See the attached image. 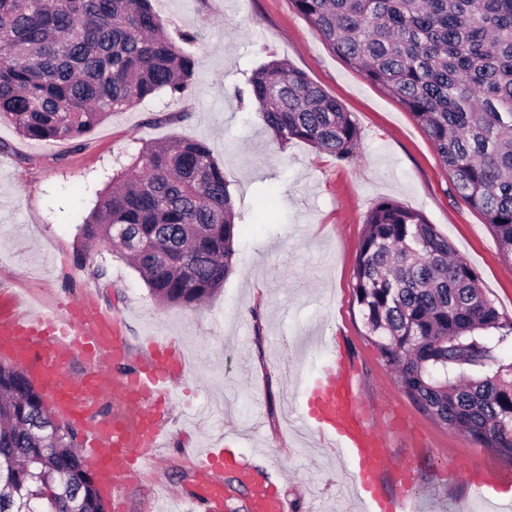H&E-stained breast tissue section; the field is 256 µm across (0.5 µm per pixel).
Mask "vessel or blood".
<instances>
[{"mask_svg": "<svg viewBox=\"0 0 512 512\" xmlns=\"http://www.w3.org/2000/svg\"><path fill=\"white\" fill-rule=\"evenodd\" d=\"M126 345L110 316L81 300L68 308L42 309L28 315L8 306L0 311V356L22 369L83 439L82 462L92 468L103 489L119 490L149 461L167 434L165 410L180 366L176 347L164 336L148 341V354L123 366ZM308 415L315 431L344 458L355 463L367 496L368 512H402L408 478L387 485L384 438L376 430L364 399L354 360L345 349L332 350L328 361L307 382ZM236 473L247 487L252 512H289L286 498L256 478L251 464L231 449L208 453L195 467L194 500L208 512H222L224 484L220 468ZM468 480L487 495L504 476L476 469Z\"/></svg>", "mask_w": 512, "mask_h": 512, "instance_id": "vessel-or-blood-1", "label": "vessel or blood"}]
</instances>
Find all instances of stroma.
<instances>
[{
	"instance_id": "stroma-1",
	"label": "stroma",
	"mask_w": 512,
	"mask_h": 512,
	"mask_svg": "<svg viewBox=\"0 0 512 512\" xmlns=\"http://www.w3.org/2000/svg\"><path fill=\"white\" fill-rule=\"evenodd\" d=\"M167 34L195 59L181 98L160 93L74 140H29L0 122V297L35 304L91 296L118 324L129 357L145 336L174 338L190 366L168 410L170 441L121 489L124 512H161L159 488L194 484L198 452L219 437L269 477L292 512H364L353 466L305 425L303 387L325 362V337L354 356L365 403L393 464L409 462L406 512H494L467 483L475 467L512 479V461L435 421L399 387L355 301L367 213L392 199L421 212L512 319V262L483 217L448 192L423 127L350 68L291 0H154ZM284 60L350 112L361 131L349 162L303 141L280 144L237 91L260 64ZM186 113L166 124L159 115ZM185 135L223 167L243 231L223 288L198 309L168 306L107 250L78 269L80 224L114 174L146 145Z\"/></svg>"
}]
</instances>
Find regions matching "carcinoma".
Here are the masks:
<instances>
[{
  "label": "carcinoma",
  "instance_id": "cac0c4a2",
  "mask_svg": "<svg viewBox=\"0 0 512 512\" xmlns=\"http://www.w3.org/2000/svg\"><path fill=\"white\" fill-rule=\"evenodd\" d=\"M326 45L397 99L512 261V0H291ZM194 58L153 0H0V122L30 140L76 139L161 92L182 96ZM240 100L286 144L340 161L360 129L333 96L282 60L252 71ZM224 168L203 141L145 146L81 224L169 306L224 283L239 232ZM355 300L401 389L437 422L512 460V339L477 273L417 210L382 201L364 221ZM39 389L0 362V512H107L102 492Z\"/></svg>",
  "mask_w": 512,
  "mask_h": 512
}]
</instances>
